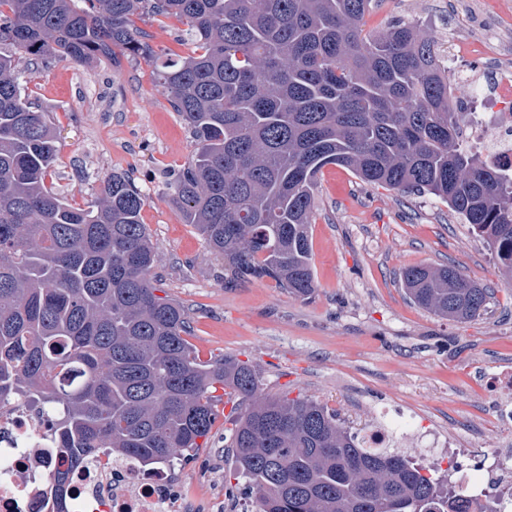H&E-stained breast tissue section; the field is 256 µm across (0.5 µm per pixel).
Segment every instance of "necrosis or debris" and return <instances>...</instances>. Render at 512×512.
Masks as SVG:
<instances>
[{
  "label": "necrosis or debris",
  "mask_w": 512,
  "mask_h": 512,
  "mask_svg": "<svg viewBox=\"0 0 512 512\" xmlns=\"http://www.w3.org/2000/svg\"><path fill=\"white\" fill-rule=\"evenodd\" d=\"M496 36L473 29L453 30L441 49L456 69L449 99L467 92L461 142L498 166L512 180V0L493 7ZM481 56L479 66L470 55ZM69 472L71 512H221V502L205 503L178 486L174 468L145 469L128 457L99 449L80 466L61 451L37 405L26 397L0 402V512H54L51 475ZM455 495L448 512H512V432H503L483 453L480 476L450 469Z\"/></svg>",
  "instance_id": "1"
}]
</instances>
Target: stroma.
Wrapping results in <instances>:
<instances>
[{"label": "stroma", "mask_w": 512, "mask_h": 512, "mask_svg": "<svg viewBox=\"0 0 512 512\" xmlns=\"http://www.w3.org/2000/svg\"><path fill=\"white\" fill-rule=\"evenodd\" d=\"M458 19L449 0H374L363 30L373 34L401 20L441 42ZM135 25L157 54L199 50L195 41L176 40L183 25L175 17L149 14ZM20 82L56 132L47 180L68 203L91 204L113 172L127 173L146 194L142 218L159 252L155 285L184 306L201 358L250 361L264 394L316 399L354 432L385 417L452 435L464 448L493 447L496 430L486 413L494 399L484 381L512 369V283L483 238L445 202L325 166L310 227L312 297L295 298L267 278L231 282L223 260L166 195L194 144L152 63L120 56L88 66L26 64ZM448 264L491 290L483 315L470 322L436 316L402 285L405 267ZM235 401L222 395L206 448L176 467L182 485L199 496L234 468L226 417Z\"/></svg>", "instance_id": "35a3bbf8"}]
</instances>
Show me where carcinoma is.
<instances>
[{"mask_svg": "<svg viewBox=\"0 0 512 512\" xmlns=\"http://www.w3.org/2000/svg\"><path fill=\"white\" fill-rule=\"evenodd\" d=\"M370 3L0 0V400L44 407L75 461L110 448L174 465L208 443L220 387L244 404L229 416L233 478L256 512H448L440 468L367 446L317 401L264 395L247 362L200 358L185 310L156 295L147 196L119 172L85 208L52 192L56 134L19 82L23 61L91 64L118 49L153 62L194 143L168 197L234 280L315 292L309 228L329 164L441 199L512 274V192L461 146L435 39L405 22L364 34ZM145 12L182 20L201 53L158 57L134 24ZM402 276L441 318L486 310L489 289L454 266ZM54 481L67 512L66 473Z\"/></svg>", "mask_w": 512, "mask_h": 512, "instance_id": "carcinoma-1", "label": "carcinoma"}]
</instances>
